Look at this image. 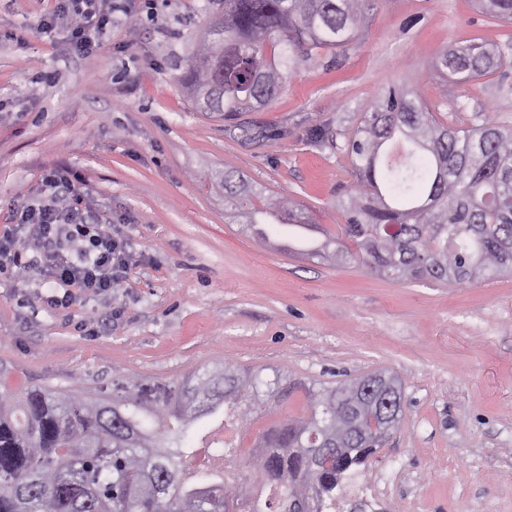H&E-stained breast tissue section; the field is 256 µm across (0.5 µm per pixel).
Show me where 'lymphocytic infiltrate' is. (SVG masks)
I'll return each instance as SVG.
<instances>
[{
	"mask_svg": "<svg viewBox=\"0 0 512 512\" xmlns=\"http://www.w3.org/2000/svg\"><path fill=\"white\" fill-rule=\"evenodd\" d=\"M63 20L70 24L74 49L87 54L111 26L112 12L105 9L103 0H56L38 28L48 34ZM41 183L42 199L21 203L13 212L17 224L29 228L45 273L67 288L66 294L53 297V305H69L74 287L92 293L108 291L115 271L131 262V254L83 208L68 169L45 171Z\"/></svg>",
	"mask_w": 512,
	"mask_h": 512,
	"instance_id": "obj_1",
	"label": "lymphocytic infiltrate"
}]
</instances>
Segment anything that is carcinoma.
Here are the masks:
<instances>
[{
	"instance_id": "carcinoma-1",
	"label": "carcinoma",
	"mask_w": 512,
	"mask_h": 512,
	"mask_svg": "<svg viewBox=\"0 0 512 512\" xmlns=\"http://www.w3.org/2000/svg\"><path fill=\"white\" fill-rule=\"evenodd\" d=\"M378 0H217L188 68L194 108L223 117L267 106L284 79L316 50L340 48L361 35ZM487 17L512 23V0H478ZM512 68L498 48L453 45L434 72L463 84ZM353 193L344 223L309 257L349 260L405 283L463 286L512 273V129L490 117L461 131L441 123L418 89L379 96L349 137ZM249 194L224 171V198ZM312 228L308 213L269 197L244 213L257 224L279 220ZM0 368V512H226L231 499L212 474L187 483L182 461L197 424L227 415L248 429L251 407H279L302 392L306 415L263 432L254 445V477L276 486L288 512H322L357 468L367 465L404 411L382 414L381 394L359 391L370 374L316 389L280 371L271 378L226 364L170 384L132 374L112 385L37 384L15 389ZM356 431L350 451L315 457L338 433Z\"/></svg>"
}]
</instances>
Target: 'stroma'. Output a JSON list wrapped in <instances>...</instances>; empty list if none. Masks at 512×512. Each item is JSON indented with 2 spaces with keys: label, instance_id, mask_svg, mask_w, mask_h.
Instances as JSON below:
<instances>
[{
  "label": "stroma",
  "instance_id": "1",
  "mask_svg": "<svg viewBox=\"0 0 512 512\" xmlns=\"http://www.w3.org/2000/svg\"><path fill=\"white\" fill-rule=\"evenodd\" d=\"M53 7L0 0V232L63 167L135 260L109 291L72 289L66 308L38 265L0 274L8 385L172 382L230 363L332 387L384 368L403 382L405 419L362 475L390 498L380 512H512V275L404 283L284 249L341 223L348 137L388 88L417 80L450 126L512 128V72L461 85L431 72L474 40L512 58V26L474 0H379L361 36L316 52L261 111L220 120L182 83L212 0H118L88 56L68 22L40 33ZM228 168L300 204L315 230L245 232L224 202Z\"/></svg>",
  "mask_w": 512,
  "mask_h": 512
}]
</instances>
